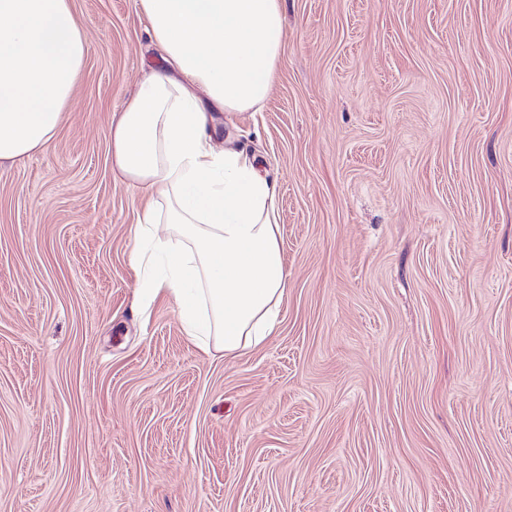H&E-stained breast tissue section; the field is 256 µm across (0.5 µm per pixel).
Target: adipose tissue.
<instances>
[{
	"mask_svg": "<svg viewBox=\"0 0 512 512\" xmlns=\"http://www.w3.org/2000/svg\"><path fill=\"white\" fill-rule=\"evenodd\" d=\"M162 68L110 128L112 170L144 193L140 300L167 296L187 336L232 357L273 334L288 274L277 191L257 158L216 150L218 113L258 111L287 38L283 0H137ZM88 51L73 0H0V163L54 141Z\"/></svg>",
	"mask_w": 512,
	"mask_h": 512,
	"instance_id": "1",
	"label": "adipose tissue"
}]
</instances>
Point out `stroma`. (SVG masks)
Masks as SVG:
<instances>
[{
  "label": "stroma",
  "instance_id": "stroma-1",
  "mask_svg": "<svg viewBox=\"0 0 512 512\" xmlns=\"http://www.w3.org/2000/svg\"><path fill=\"white\" fill-rule=\"evenodd\" d=\"M54 142L0 165V512H512V0H285L261 111L268 341L197 348L136 298L112 117L160 67L137 0Z\"/></svg>",
  "mask_w": 512,
  "mask_h": 512
}]
</instances>
